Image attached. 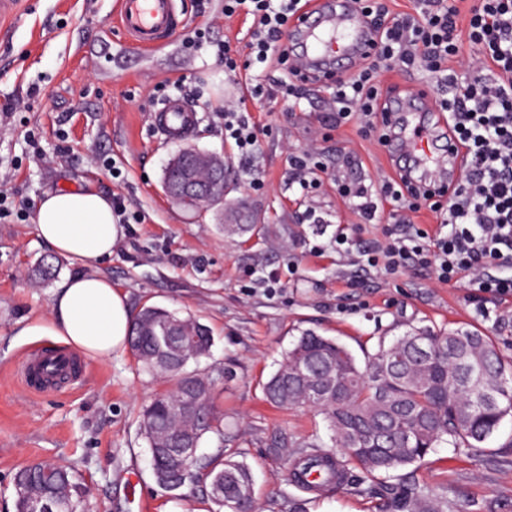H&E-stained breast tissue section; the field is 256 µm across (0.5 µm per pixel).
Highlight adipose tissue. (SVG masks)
<instances>
[{"label":"adipose tissue","instance_id":"ef3b65f1","mask_svg":"<svg viewBox=\"0 0 512 512\" xmlns=\"http://www.w3.org/2000/svg\"><path fill=\"white\" fill-rule=\"evenodd\" d=\"M33 224L55 253L80 263L110 257L123 228L111 198L92 188H62L38 201ZM132 310L126 295L107 277L81 273L55 289L49 320L69 347L107 358L127 346Z\"/></svg>","mask_w":512,"mask_h":512}]
</instances>
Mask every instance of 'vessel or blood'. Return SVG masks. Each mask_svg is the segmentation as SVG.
<instances>
[{"label":"vessel or blood","mask_w":512,"mask_h":512,"mask_svg":"<svg viewBox=\"0 0 512 512\" xmlns=\"http://www.w3.org/2000/svg\"><path fill=\"white\" fill-rule=\"evenodd\" d=\"M118 22L143 50L174 40L186 24L178 0H120ZM289 30L292 40L302 44L301 69L320 77L360 59L372 40L356 0H319L302 20L292 22ZM432 110L429 99L418 89L389 102L390 116L401 128L395 147L399 168L412 179L420 170L435 169L447 172L450 180H460L464 166L459 145L451 140L437 149L431 146L427 117ZM195 120L193 110L171 98L157 109L154 126L164 138L174 139L188 132Z\"/></svg>","instance_id":"b4317fda"}]
</instances>
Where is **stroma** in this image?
Instances as JSON below:
<instances>
[{"mask_svg":"<svg viewBox=\"0 0 512 512\" xmlns=\"http://www.w3.org/2000/svg\"><path fill=\"white\" fill-rule=\"evenodd\" d=\"M184 3L181 35L145 52L113 28L116 0H22L0 25V188L33 204L72 186L124 198L138 221L125 225L111 257L85 265L64 260L59 277L101 274L127 294L132 310L154 305L211 328L214 343L198 367L224 374L216 395L229 438L224 453L252 469L253 512H288L301 497L306 512H398L407 487L442 499L447 512H512V418L478 455L443 443L421 462L378 478L354 465L343 486L320 495L289 482L298 446L331 443L314 409L279 408L263 393L303 332L335 338L362 362L380 342L407 332L463 327L511 357L512 300L483 305L467 284H442L419 266L394 274L355 266L382 240L397 205L381 200L380 223H360L336 181L375 182L393 168L378 129L356 118L337 129L326 124L332 101L325 91L307 88L291 107L280 99L249 104L265 180L263 189H251L224 139V103L239 89L225 81L216 55L217 43L247 26L240 16L225 19L224 0ZM202 27L209 44L190 48ZM179 78L207 107L183 140H166L153 128V95ZM184 142L223 155V205L197 212L164 193V166ZM300 150L322 163L315 171L321 187L305 200L289 185L288 160ZM311 210L325 223H309ZM50 253L31 214L0 211V512H15L13 477L39 461L74 469L93 512H138L141 498L150 512H210L198 487L169 493L154 481L140 411L169 383L145 372L131 351L88 358L84 375L61 389H29L26 357L63 346L48 318L55 286L31 276ZM277 433L287 435L288 446L276 456L268 443ZM130 471L139 480L134 494L125 483Z\"/></svg>","mask_w":512,"mask_h":512,"instance_id":"obj_1","label":"stroma"}]
</instances>
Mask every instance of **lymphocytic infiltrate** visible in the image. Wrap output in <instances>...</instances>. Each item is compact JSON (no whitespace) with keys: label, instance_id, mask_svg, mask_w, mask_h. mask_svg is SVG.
<instances>
[{"label":"lymphocytic infiltrate","instance_id":"obj_1","mask_svg":"<svg viewBox=\"0 0 512 512\" xmlns=\"http://www.w3.org/2000/svg\"><path fill=\"white\" fill-rule=\"evenodd\" d=\"M302 9L303 0H224L225 18L242 12L251 19L244 50L228 42L222 50L224 74L231 80L261 69L251 99L295 98L312 85L292 63L288 47L289 23ZM361 9L377 39L354 69L322 81L335 106L331 124L341 126L356 113L381 114L386 90L380 72L420 66L453 90L437 109L446 113L448 132L463 149L468 169L463 180L433 188L394 177L377 186L337 181L362 223L380 221L379 197L400 208L399 231L386 232L364 251L363 264L395 273L414 261L433 269L443 284L469 283L484 301L512 300V276L486 272L492 264L512 265V0H480L468 19L469 38L479 48L473 66L489 71L486 79H467L448 67L457 53L460 20L451 0H424L415 15L392 14L382 0H363ZM224 137L244 162H252L258 139L246 106H225ZM422 203L442 212V228L430 232L411 223L410 212Z\"/></svg>","mask_w":512,"mask_h":512}]
</instances>
